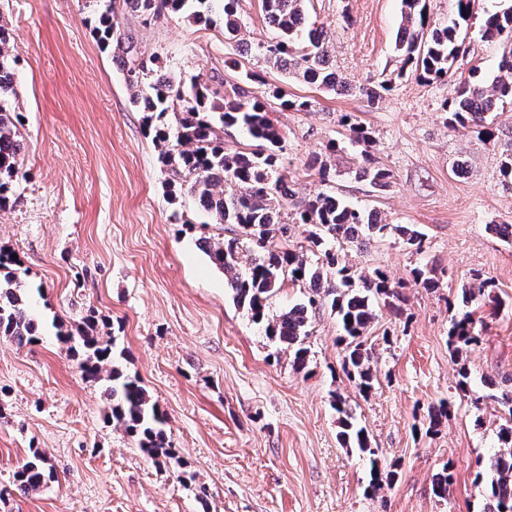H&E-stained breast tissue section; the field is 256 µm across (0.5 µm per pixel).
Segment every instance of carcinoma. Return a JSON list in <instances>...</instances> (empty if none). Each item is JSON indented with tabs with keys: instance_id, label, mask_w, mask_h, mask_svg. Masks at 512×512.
Segmentation results:
<instances>
[{
	"instance_id": "1",
	"label": "carcinoma",
	"mask_w": 512,
	"mask_h": 512,
	"mask_svg": "<svg viewBox=\"0 0 512 512\" xmlns=\"http://www.w3.org/2000/svg\"><path fill=\"white\" fill-rule=\"evenodd\" d=\"M220 6L224 38L246 53L278 71L301 77L328 91L348 90L347 83L329 66L326 38L322 29L308 23L306 0H262L269 27L278 34L274 42L250 43L243 35L240 0H110V8L99 17L98 41L104 49L118 54L126 70L131 102L146 112L147 128L158 149V159L171 175V185L191 194L217 224H232L239 234L228 238L203 237L200 241L212 264L224 271L225 285L233 300L256 323L265 324V334L284 344L293 355V365L306 364L310 335L308 309L324 305L339 319L344 344V371L359 390L373 388L372 347L368 330L376 320V306L400 308L402 284L382 271L361 279L356 285L350 268L326 243L353 246L375 237H397L412 252L425 249L426 234L408 224H387L372 211L355 207L343 198L318 195L299 206L294 223L306 226L309 246L321 249L320 264L308 260L304 246L288 244V199L295 194L282 172L283 134L268 118L264 99L238 83L224 84V95L210 94L201 82L185 84L162 72L159 58L138 49L134 30L120 26L118 13H134L152 18L165 13L182 14L195 23L212 22V4ZM474 0H455V13L443 22L430 21L427 0H403L395 49L401 71L423 79L448 76L469 34ZM479 34L485 41L511 42L503 52L497 72L487 78L473 70L471 79L459 84L444 106L448 127L476 129L484 143L495 138L494 112L512 106V2L486 14ZM6 22L0 23V209L5 207L13 178L18 172L23 149L21 135L13 119L14 94L12 58ZM349 125L351 142L360 146L355 178L382 191L389 187V174L375 164L368 151L371 141L364 126ZM238 127L247 135L249 147L230 151L224 146V129ZM249 257H243V252ZM19 261L13 252L0 248V336L21 347L38 339V325L27 304V288L17 274ZM301 276H296V273ZM415 285L435 291L440 288L436 269L425 264L411 269ZM471 287L461 288L465 310L451 320L448 350L458 360L477 341L478 333L467 310L476 293L492 287L480 275H473ZM311 289L307 304L295 305L278 314L269 312L270 299L283 285ZM59 339L75 343L83 351L78 364L84 379L109 382L105 394L111 402L112 420L120 424L139 448L165 459V419L140 382L125 375L114 361L115 342L88 333L63 331ZM112 363L108 374L104 364ZM484 399L502 407L507 414L498 432L500 446L479 471L486 480L490 503L484 512H512V390L490 393ZM340 438L345 446L375 455L363 429L345 422ZM52 478L45 455L32 450V458L17 472L15 482L23 493L37 491ZM452 473L448 469L433 480L434 495L448 497Z\"/></svg>"
}]
</instances>
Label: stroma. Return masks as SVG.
<instances>
[{
  "label": "stroma",
  "instance_id": "stroma-1",
  "mask_svg": "<svg viewBox=\"0 0 512 512\" xmlns=\"http://www.w3.org/2000/svg\"><path fill=\"white\" fill-rule=\"evenodd\" d=\"M500 5L475 0L464 54L447 80L425 82L399 72L402 0H308L309 22L327 33L330 67L350 86L342 94L262 69L225 40L223 23L119 17L175 78L219 92L223 80L262 71L263 83L247 88L265 98L284 135L297 200L334 194L425 232L423 257L392 238L346 250L359 275L380 269L408 281L427 257L445 270L436 291L405 288L403 315L379 308L364 396L343 372L329 307L313 314L298 369L234 302L223 271L196 244L230 227L213 223L190 194L170 198L145 115L94 33L95 0H0L23 140L13 195L0 209V247L20 259L43 326L23 347L0 337V512H483L487 491L474 477L499 447L501 420L474 400L512 386V240L492 230L512 224V181L499 170L512 153V107L498 109L497 136L486 144L449 129L442 107L472 70L496 71L504 45L481 40L478 28ZM383 82L390 89L380 101L361 95ZM277 89L309 108L284 109ZM346 113L370 131L369 151L390 175L386 191L351 175L359 149L340 121ZM320 152L325 181L307 169ZM476 270L502 307L495 316L489 303L477 309L479 341L458 364L448 351V303ZM61 328L115 337L122 370L166 414V445L179 465L158 463L113 422L104 384L82 378L56 337ZM463 367L466 394L457 387ZM336 392L376 457L339 442ZM443 402L447 420L426 434L430 408ZM35 448L56 478L27 494L14 474ZM447 465L455 483L442 500L432 481ZM375 466L396 477L373 492Z\"/></svg>",
  "mask_w": 512,
  "mask_h": 512
}]
</instances>
